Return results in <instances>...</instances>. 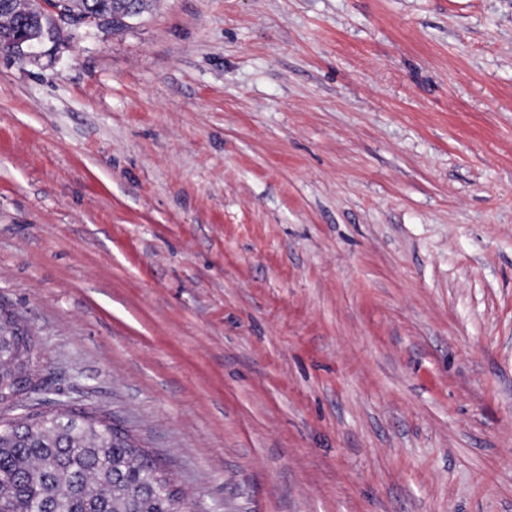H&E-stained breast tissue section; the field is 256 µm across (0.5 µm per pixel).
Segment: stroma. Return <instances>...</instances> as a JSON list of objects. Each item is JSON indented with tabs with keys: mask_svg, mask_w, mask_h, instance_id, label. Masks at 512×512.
Segmentation results:
<instances>
[{
	"mask_svg": "<svg viewBox=\"0 0 512 512\" xmlns=\"http://www.w3.org/2000/svg\"><path fill=\"white\" fill-rule=\"evenodd\" d=\"M0 55V303L192 512H512V0H148Z\"/></svg>",
	"mask_w": 512,
	"mask_h": 512,
	"instance_id": "35a3bbf8",
	"label": "stroma"
}]
</instances>
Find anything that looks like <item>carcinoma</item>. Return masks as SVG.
Segmentation results:
<instances>
[{
  "mask_svg": "<svg viewBox=\"0 0 512 512\" xmlns=\"http://www.w3.org/2000/svg\"><path fill=\"white\" fill-rule=\"evenodd\" d=\"M55 0L60 21L92 14L112 25L113 0ZM28 0H14L0 30L28 17ZM0 406H11L13 379L33 351V337L0 305ZM189 503L151 455L110 421L74 410L36 411L0 419V512H186Z\"/></svg>",
  "mask_w": 512,
  "mask_h": 512,
  "instance_id": "cac0c4a2",
  "label": "carcinoma"
}]
</instances>
